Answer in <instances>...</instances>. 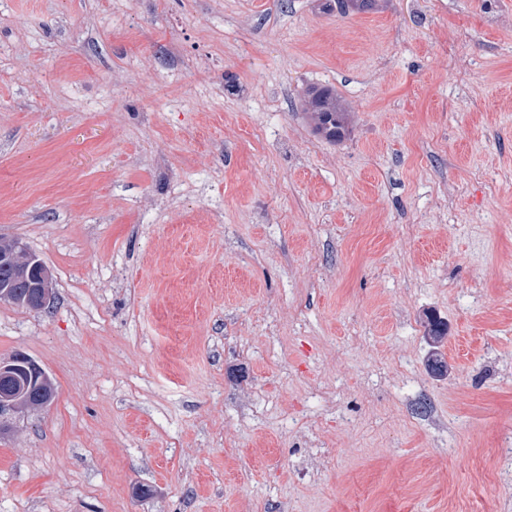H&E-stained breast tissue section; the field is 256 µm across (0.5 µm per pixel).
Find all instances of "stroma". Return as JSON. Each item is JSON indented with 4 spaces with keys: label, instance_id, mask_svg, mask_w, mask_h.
Here are the masks:
<instances>
[{
    "label": "stroma",
    "instance_id": "stroma-1",
    "mask_svg": "<svg viewBox=\"0 0 512 512\" xmlns=\"http://www.w3.org/2000/svg\"><path fill=\"white\" fill-rule=\"evenodd\" d=\"M0 238V512H512V0H0ZM305 105L318 134L333 141L345 137L348 131L349 113L335 91L327 88H312L307 93ZM38 261L27 245L19 239H0V264L10 268L14 279L27 283L29 290L21 295L24 284L15 288L13 282H5L11 271L0 266V300L20 304L32 309L45 308L52 299L53 285L50 277L39 270ZM48 374L32 358L22 353L0 358V426L7 427L4 416L19 415L28 409L30 394L44 386Z\"/></svg>",
    "mask_w": 512,
    "mask_h": 512
}]
</instances>
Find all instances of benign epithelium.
Segmentation results:
<instances>
[{"instance_id": "1", "label": "benign epithelium", "mask_w": 512, "mask_h": 512, "mask_svg": "<svg viewBox=\"0 0 512 512\" xmlns=\"http://www.w3.org/2000/svg\"><path fill=\"white\" fill-rule=\"evenodd\" d=\"M0 264L12 270L14 279L27 283L28 291L20 294L12 282L0 283V300L32 309L46 307L52 299L50 277L39 270L38 261L27 245L19 239H0ZM48 374L32 358L13 354L0 358V426H6L4 416L19 415L32 408L33 390L44 386Z\"/></svg>"}]
</instances>
